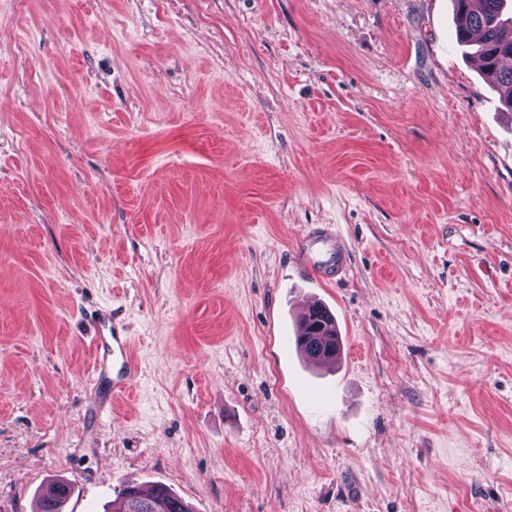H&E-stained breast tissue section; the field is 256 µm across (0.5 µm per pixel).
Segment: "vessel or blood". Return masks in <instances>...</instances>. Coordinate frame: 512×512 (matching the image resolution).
I'll list each match as a JSON object with an SVG mask.
<instances>
[{
	"label": "vessel or blood",
	"instance_id": "obj_1",
	"mask_svg": "<svg viewBox=\"0 0 512 512\" xmlns=\"http://www.w3.org/2000/svg\"><path fill=\"white\" fill-rule=\"evenodd\" d=\"M296 253L305 266L326 282L341 281L347 272L344 247L331 227L303 233L296 242ZM91 325L97 350L94 379L108 382L110 395L122 393L138 378L137 366L130 356V339L107 311H97Z\"/></svg>",
	"mask_w": 512,
	"mask_h": 512
}]
</instances>
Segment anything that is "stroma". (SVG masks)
<instances>
[{
	"label": "stroma",
	"mask_w": 512,
	"mask_h": 512,
	"mask_svg": "<svg viewBox=\"0 0 512 512\" xmlns=\"http://www.w3.org/2000/svg\"><path fill=\"white\" fill-rule=\"evenodd\" d=\"M0 512H512V111L451 0H0ZM333 225L350 271L294 257ZM342 341L297 350L306 297ZM139 379L106 412L86 323ZM328 247L336 260L330 265H322L316 259L318 246ZM296 253L300 261L311 268L320 279L334 283L341 281L347 272L344 247L336 233L329 226L309 229L296 241ZM71 493L69 483L55 481L46 485L40 495L39 512H60L62 495ZM183 499L169 491L165 486L158 485L150 492H145L140 485L126 482L119 491L118 499L113 503L112 512H152L159 508L160 512H191Z\"/></svg>",
	"instance_id": "stroma-1"
}]
</instances>
